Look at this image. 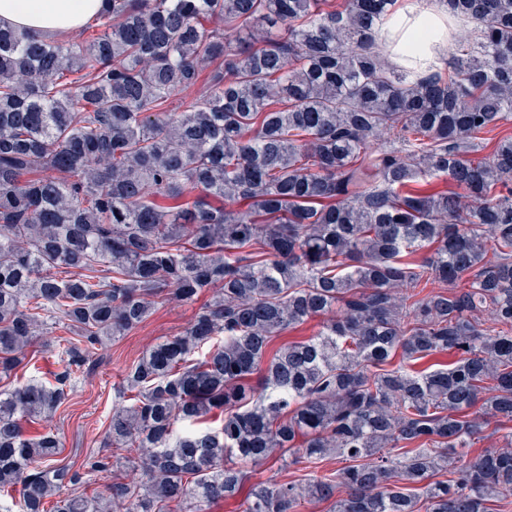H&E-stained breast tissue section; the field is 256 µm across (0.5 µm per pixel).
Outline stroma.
Returning a JSON list of instances; mask_svg holds the SVG:
<instances>
[{"label":"stroma","instance_id":"stroma-1","mask_svg":"<svg viewBox=\"0 0 512 512\" xmlns=\"http://www.w3.org/2000/svg\"><path fill=\"white\" fill-rule=\"evenodd\" d=\"M212 295L207 289L191 300L168 296L136 329L106 342L85 365L54 415L24 422L25 434L57 433L62 443L60 459L65 463L82 466L91 457L106 454L105 433L112 409L119 404L115 388L123 374L146 349L183 331Z\"/></svg>","mask_w":512,"mask_h":512}]
</instances>
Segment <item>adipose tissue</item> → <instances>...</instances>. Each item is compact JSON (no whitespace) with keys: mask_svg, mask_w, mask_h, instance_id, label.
I'll return each mask as SVG.
<instances>
[{"mask_svg":"<svg viewBox=\"0 0 512 512\" xmlns=\"http://www.w3.org/2000/svg\"><path fill=\"white\" fill-rule=\"evenodd\" d=\"M101 0H0V23L52 35L96 16ZM378 43L394 66L420 75L444 66L448 13L438 0H401L377 24Z\"/></svg>","mask_w":512,"mask_h":512,"instance_id":"adipose-tissue-1","label":"adipose tissue"}]
</instances>
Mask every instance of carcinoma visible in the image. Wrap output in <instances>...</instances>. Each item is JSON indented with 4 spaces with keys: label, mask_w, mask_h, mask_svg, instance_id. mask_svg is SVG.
<instances>
[{
    "label": "carcinoma",
    "mask_w": 512,
    "mask_h": 512,
    "mask_svg": "<svg viewBox=\"0 0 512 512\" xmlns=\"http://www.w3.org/2000/svg\"><path fill=\"white\" fill-rule=\"evenodd\" d=\"M393 2L102 0L81 43L0 24V377L60 331L54 381L0 391V495L20 488L0 512L512 498V447L458 465L487 417L512 421V0H444L478 27L448 75L415 80L374 50ZM205 288L188 327L122 377L112 458L90 466L140 480L61 496L79 470L21 420L51 416L165 294ZM315 318L317 335L269 352ZM274 449L344 467L249 483L244 464Z\"/></svg>",
    "instance_id": "obj_1"
}]
</instances>
